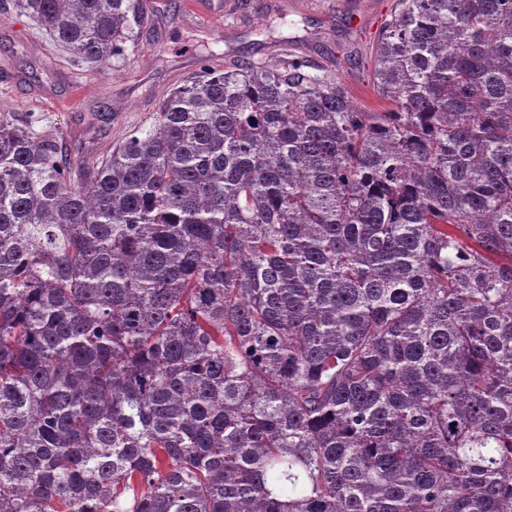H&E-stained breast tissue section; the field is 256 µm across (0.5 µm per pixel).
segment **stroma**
Here are the masks:
<instances>
[{
    "label": "stroma",
    "mask_w": 512,
    "mask_h": 512,
    "mask_svg": "<svg viewBox=\"0 0 512 512\" xmlns=\"http://www.w3.org/2000/svg\"><path fill=\"white\" fill-rule=\"evenodd\" d=\"M188 2L143 0L135 44L113 68L75 61L28 16H0V111L55 130L79 163L149 127L160 97L198 72L202 51L241 66L285 49L332 70L360 111L391 110L373 91L372 45L393 0H220L221 16L206 22Z\"/></svg>",
    "instance_id": "obj_1"
}]
</instances>
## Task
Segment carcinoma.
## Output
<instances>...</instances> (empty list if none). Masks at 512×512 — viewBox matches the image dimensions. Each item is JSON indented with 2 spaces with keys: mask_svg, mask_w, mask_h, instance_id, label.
Listing matches in <instances>:
<instances>
[{
  "mask_svg": "<svg viewBox=\"0 0 512 512\" xmlns=\"http://www.w3.org/2000/svg\"><path fill=\"white\" fill-rule=\"evenodd\" d=\"M12 6L108 66L141 4ZM307 68L0 120V512H512V0H394L388 112Z\"/></svg>",
  "mask_w": 512,
  "mask_h": 512,
  "instance_id": "cac0c4a2",
  "label": "carcinoma"
}]
</instances>
